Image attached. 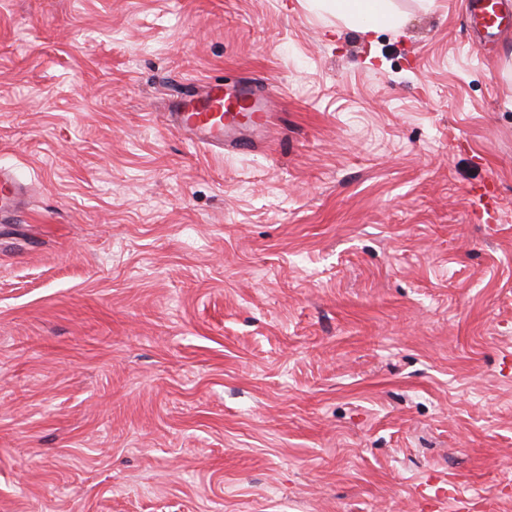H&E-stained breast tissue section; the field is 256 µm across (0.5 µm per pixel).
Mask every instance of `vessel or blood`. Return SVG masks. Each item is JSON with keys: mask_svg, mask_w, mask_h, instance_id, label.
Segmentation results:
<instances>
[{"mask_svg": "<svg viewBox=\"0 0 512 512\" xmlns=\"http://www.w3.org/2000/svg\"><path fill=\"white\" fill-rule=\"evenodd\" d=\"M470 17L482 31L483 44H495L497 29L506 23L497 0H470ZM169 117L172 127L199 145L228 155L257 151L259 145L250 133L269 126L273 114L270 99L260 84L242 82L229 86L215 81L174 103ZM26 192L13 169L0 167V216L18 213Z\"/></svg>", "mask_w": 512, "mask_h": 512, "instance_id": "1", "label": "vessel or blood"}]
</instances>
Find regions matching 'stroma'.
<instances>
[{
    "label": "stroma",
    "mask_w": 512,
    "mask_h": 512,
    "mask_svg": "<svg viewBox=\"0 0 512 512\" xmlns=\"http://www.w3.org/2000/svg\"><path fill=\"white\" fill-rule=\"evenodd\" d=\"M391 3L0 0V512H512V28ZM313 9L336 14L341 20L372 32L380 26L398 27L400 18L392 11L390 0H307ZM264 94L255 82L229 86L214 81L174 103L169 121L205 148L225 155L256 152L259 145L248 132L266 128L273 117L270 98ZM241 110L248 111L246 116L237 113ZM26 186L15 171L0 167V218L18 213L24 204Z\"/></svg>",
    "instance_id": "1"
}]
</instances>
